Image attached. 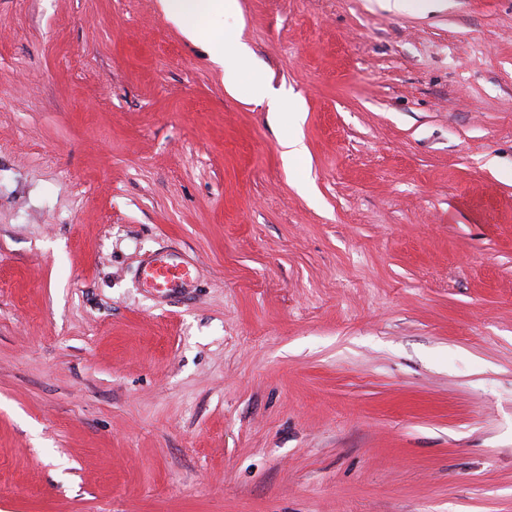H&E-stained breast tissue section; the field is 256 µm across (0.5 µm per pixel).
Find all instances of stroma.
<instances>
[{
	"label": "stroma",
	"instance_id": "35a3bbf8",
	"mask_svg": "<svg viewBox=\"0 0 512 512\" xmlns=\"http://www.w3.org/2000/svg\"><path fill=\"white\" fill-rule=\"evenodd\" d=\"M382 2L0 0V512H512V0ZM237 0H160L167 17L190 36L199 33L198 24L213 11L234 12ZM210 45L213 57L224 65V78L226 86L233 88L238 85L242 76V49L237 44V37L224 36L211 38ZM144 273L156 288H171L180 280L184 281L187 274L179 263L162 264L157 260L147 262Z\"/></svg>",
	"mask_w": 512,
	"mask_h": 512
}]
</instances>
